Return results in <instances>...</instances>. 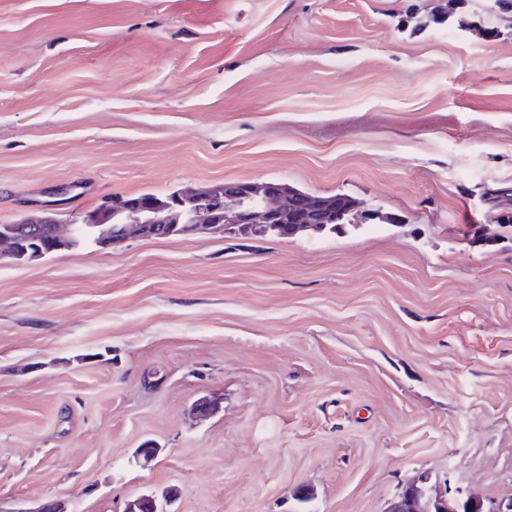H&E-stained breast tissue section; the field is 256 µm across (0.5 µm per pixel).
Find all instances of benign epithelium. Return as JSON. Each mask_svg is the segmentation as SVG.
Returning <instances> with one entry per match:
<instances>
[{"label": "benign epithelium", "mask_w": 512, "mask_h": 512, "mask_svg": "<svg viewBox=\"0 0 512 512\" xmlns=\"http://www.w3.org/2000/svg\"><path fill=\"white\" fill-rule=\"evenodd\" d=\"M224 192L226 195L234 197L247 193L259 197V203L256 206L233 213L232 223L224 225L225 231L241 235L258 234L281 226V215L290 204L298 209V215L303 219L301 224L285 225L290 235L319 230L338 214L335 207H329L312 196L301 197L292 203L288 202V199L283 196L281 185L276 181H267L261 184L246 181L228 183L224 185ZM213 228L212 224H198L194 220H189L184 224H167L164 217L158 215L150 217L144 222L137 221L112 226L106 223L101 213L97 212L93 218L86 219L84 224L55 225L50 241L36 234H31L23 239L11 233H1L0 259L27 254L32 258H39L66 246L78 247L91 238L95 239L97 244L104 242L108 246H116L137 237L189 236ZM434 500L439 503L448 502V499L440 493L432 497L428 495L427 490L419 491L410 485L391 499L386 512H425Z\"/></svg>", "instance_id": "obj_1"}]
</instances>
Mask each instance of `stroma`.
<instances>
[{
  "label": "stroma",
  "mask_w": 512,
  "mask_h": 512,
  "mask_svg": "<svg viewBox=\"0 0 512 512\" xmlns=\"http://www.w3.org/2000/svg\"><path fill=\"white\" fill-rule=\"evenodd\" d=\"M271 180L379 217L0 262V512L512 497V12L0 0V224Z\"/></svg>",
  "instance_id": "stroma-1"
}]
</instances>
